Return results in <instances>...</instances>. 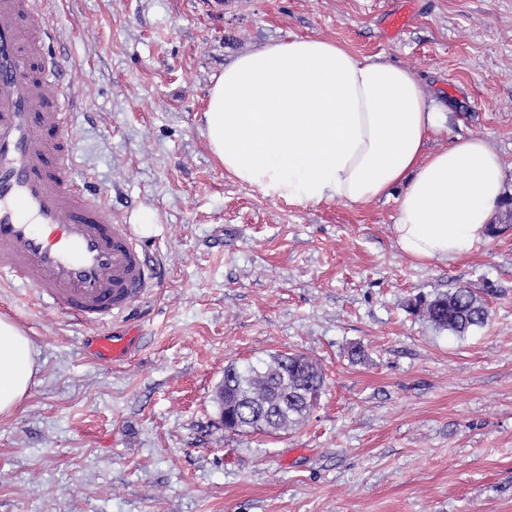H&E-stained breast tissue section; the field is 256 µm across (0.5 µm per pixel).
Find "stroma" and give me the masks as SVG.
Returning <instances> with one entry per match:
<instances>
[{
	"label": "stroma",
	"mask_w": 512,
	"mask_h": 512,
	"mask_svg": "<svg viewBox=\"0 0 512 512\" xmlns=\"http://www.w3.org/2000/svg\"><path fill=\"white\" fill-rule=\"evenodd\" d=\"M409 22L390 33L394 13ZM75 99L78 174L112 194L160 263L122 317L68 321L0 275V315L37 372L0 417V512H512V223L468 258L396 243L397 198L288 205L224 174L204 135L215 79L295 36L416 70L450 108L432 148L490 141L512 202V0H52ZM459 288L486 326L457 336L408 305ZM138 335L130 360L86 337ZM295 352L326 377L298 427L234 434L228 363Z\"/></svg>",
	"instance_id": "1"
}]
</instances>
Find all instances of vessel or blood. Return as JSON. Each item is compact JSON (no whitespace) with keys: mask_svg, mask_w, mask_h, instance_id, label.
<instances>
[{"mask_svg":"<svg viewBox=\"0 0 512 512\" xmlns=\"http://www.w3.org/2000/svg\"><path fill=\"white\" fill-rule=\"evenodd\" d=\"M42 0H0V274L69 320L123 315L156 285V264L108 195L74 173L72 96ZM119 363L122 336L91 337Z\"/></svg>","mask_w":512,"mask_h":512,"instance_id":"obj_1","label":"vessel or blood"}]
</instances>
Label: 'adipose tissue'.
I'll return each mask as SVG.
<instances>
[{
  "label": "adipose tissue",
  "instance_id": "obj_1",
  "mask_svg": "<svg viewBox=\"0 0 512 512\" xmlns=\"http://www.w3.org/2000/svg\"><path fill=\"white\" fill-rule=\"evenodd\" d=\"M203 117L225 174L271 200L366 207L401 187L396 242L420 262L471 255L503 196L488 140L429 150L444 109L414 70L333 40L296 36L238 55ZM35 372L30 339L0 316V416L23 402Z\"/></svg>",
  "mask_w": 512,
  "mask_h": 512
}]
</instances>
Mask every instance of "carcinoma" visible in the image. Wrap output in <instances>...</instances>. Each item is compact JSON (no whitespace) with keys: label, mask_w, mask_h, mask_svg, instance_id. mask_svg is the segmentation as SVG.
<instances>
[{"label":"carcinoma","mask_w":512,"mask_h":512,"mask_svg":"<svg viewBox=\"0 0 512 512\" xmlns=\"http://www.w3.org/2000/svg\"><path fill=\"white\" fill-rule=\"evenodd\" d=\"M413 307L435 326L457 335L483 327L484 303L466 288L432 299L420 295ZM325 377L317 364L299 353L224 368V429L239 433L286 432L303 422L318 405Z\"/></svg>","instance_id":"cac0c4a2"}]
</instances>
